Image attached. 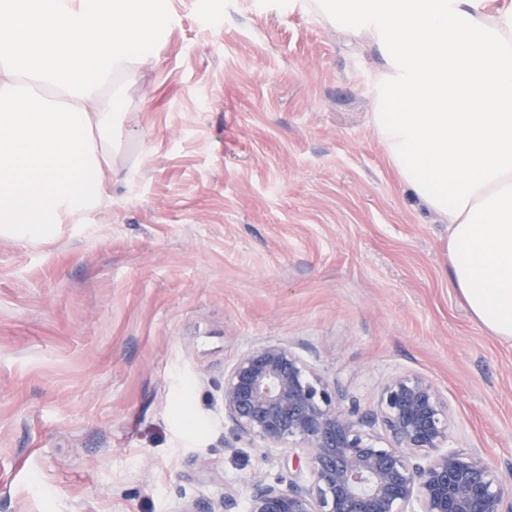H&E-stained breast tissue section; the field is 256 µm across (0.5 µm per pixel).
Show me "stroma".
<instances>
[{
    "label": "stroma",
    "instance_id": "1",
    "mask_svg": "<svg viewBox=\"0 0 512 512\" xmlns=\"http://www.w3.org/2000/svg\"><path fill=\"white\" fill-rule=\"evenodd\" d=\"M127 91L109 209L0 236V512H247L305 460L224 418V374L288 344L370 413L433 381L448 445L512 486V341L449 288L448 227L372 124L381 58L296 0H170Z\"/></svg>",
    "mask_w": 512,
    "mask_h": 512
}]
</instances>
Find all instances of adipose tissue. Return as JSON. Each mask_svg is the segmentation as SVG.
Here are the masks:
<instances>
[{
	"mask_svg": "<svg viewBox=\"0 0 512 512\" xmlns=\"http://www.w3.org/2000/svg\"><path fill=\"white\" fill-rule=\"evenodd\" d=\"M383 59L374 131L401 182L448 226L450 286L512 341V10L479 0H303Z\"/></svg>",
	"mask_w": 512,
	"mask_h": 512,
	"instance_id": "adipose-tissue-1",
	"label": "adipose tissue"
}]
</instances>
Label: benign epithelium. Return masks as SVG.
Masks as SVG:
<instances>
[{"instance_id":"7a95c632","label":"benign epithelium","mask_w":512,"mask_h":512,"mask_svg":"<svg viewBox=\"0 0 512 512\" xmlns=\"http://www.w3.org/2000/svg\"><path fill=\"white\" fill-rule=\"evenodd\" d=\"M386 445L285 344L241 356L224 375V418L269 448L298 450L305 483L286 487L264 471L252 478L248 512H505L512 494L479 457L447 448L448 404L415 374L379 391Z\"/></svg>"}]
</instances>
